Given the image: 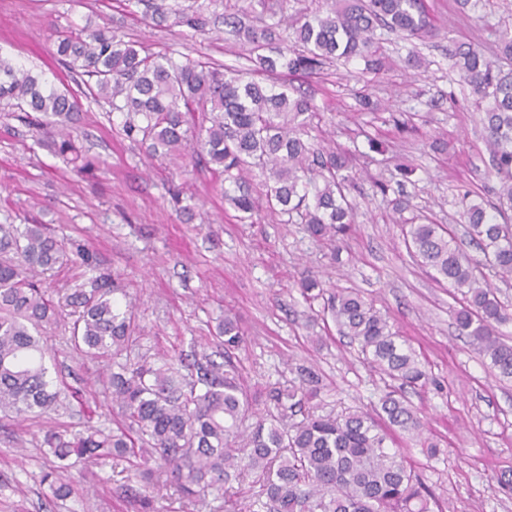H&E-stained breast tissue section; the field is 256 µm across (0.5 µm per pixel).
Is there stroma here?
Returning a JSON list of instances; mask_svg holds the SVG:
<instances>
[{"mask_svg": "<svg viewBox=\"0 0 512 512\" xmlns=\"http://www.w3.org/2000/svg\"><path fill=\"white\" fill-rule=\"evenodd\" d=\"M487 21L461 16L454 0H426L439 36L418 42L421 64L406 62L409 42L379 31L386 65L368 71L362 60H336L316 74L286 77L316 110L315 144L351 154L355 222L339 253L312 241L302 225L260 214L243 223L220 192V174L149 159L128 138L121 117L89 91L88 77L70 73L54 54L59 33L106 26L155 54H182L214 64L248 67L244 41L212 31L153 21L136 0H0V58L31 69L70 91L82 106L74 131L79 147L106 159V169L83 176L44 146L42 129L16 106L0 102V224L47 225L65 244L96 255L134 304L141 338L135 357L156 353L215 355L213 330L232 309L245 341L233 362L255 401L297 379L299 367L319 377L321 410H372L384 391L379 374L341 336L322 303L308 305L295 286L303 269L358 291L385 315L416 351L428 374L406 391L436 442L438 457L394 429L400 450L451 512H512L499 478L512 475V381L495 379L455 328L456 289L437 283L408 254L405 221L426 216L463 234L461 199L491 198L497 177L486 150L482 112L472 90L451 68L456 42L496 56L488 26L512 27V0H493ZM372 106L362 109L361 97ZM67 317L47 330L66 388L82 389L96 406L94 425L117 416L102 381L108 362L72 357ZM78 406L17 423L0 416V512H137L149 496L155 512H224V499L201 493L188 504L171 483L146 484L125 461L76 464L68 498L54 499L42 476L54 459L42 446L50 428L85 424Z\"/></svg>", "mask_w": 512, "mask_h": 512, "instance_id": "stroma-1", "label": "stroma"}]
</instances>
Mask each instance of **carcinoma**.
Instances as JSON below:
<instances>
[{"label": "carcinoma", "mask_w": 512, "mask_h": 512, "mask_svg": "<svg viewBox=\"0 0 512 512\" xmlns=\"http://www.w3.org/2000/svg\"><path fill=\"white\" fill-rule=\"evenodd\" d=\"M224 0H208L188 13H174V24L207 34L205 10ZM228 33L249 45L248 68L206 65L146 52L108 27L63 33L56 42L58 60L94 80L91 94L124 117L123 131L148 156L174 164L191 161L224 175V200L253 218L257 206L245 187L253 169L262 183L265 209L302 224L310 238L340 250L354 224L348 200L353 182L349 153L315 148L304 139L314 106L286 84L265 83L257 75L315 72L335 58H361L365 68L381 70L375 32L387 28L409 39L437 35L424 0H331L329 9L303 15L294 46H272L269 27L242 25L234 13H212ZM494 63L471 43L451 50L460 79L484 113L485 142L499 179L494 199L465 204L462 218L469 243L485 262L471 258L454 232L442 224H407L408 254L462 295L455 310L458 335L467 339L489 370L512 378V344L499 327L511 320L489 283L486 271L512 279V31L498 34ZM26 106V120L48 130V147L77 173L99 168L77 146L72 128L81 105L66 90L47 88L31 72L0 59V101ZM92 275L64 298L73 317L70 345L80 355L112 362L109 394L123 423L115 429L87 425L79 430L45 431L42 446L60 461L43 475L52 496L70 494L67 461L95 464L127 456L143 461L156 456L171 468L181 497L193 503L197 487L220 491L247 477L259 486L263 512H445L435 496L388 448L380 418L416 436L425 424L405 389L426 383L415 350L392 331L388 321L358 292L326 288L305 272L296 281L309 302L327 297L342 335L382 376L386 391L375 413L360 407L320 414L312 404L315 374L305 371L299 384L274 387L269 404L253 407L242 376L228 360L207 354L194 360L196 377L182 373V359L164 354L159 362L125 360L134 336L131 303L120 306L112 273L92 255L77 250ZM72 261L66 247L43 224H0V414L38 418L57 408L59 391L47 363L41 331L58 309L38 274ZM224 352L243 342L236 316L227 311L217 325Z\"/></svg>", "instance_id": "1"}]
</instances>
